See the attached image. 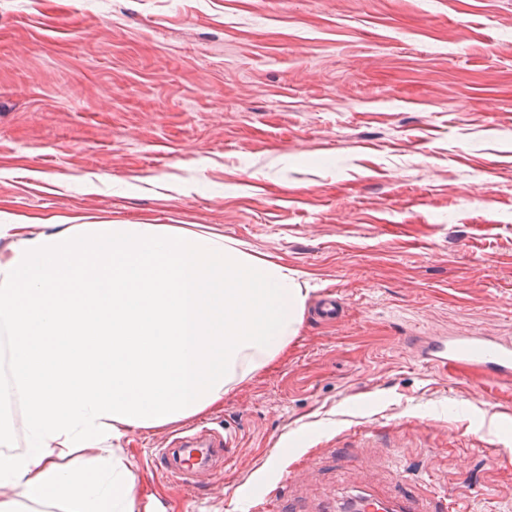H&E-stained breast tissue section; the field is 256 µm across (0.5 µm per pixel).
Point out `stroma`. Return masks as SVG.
Here are the masks:
<instances>
[{
	"label": "stroma",
	"mask_w": 512,
	"mask_h": 512,
	"mask_svg": "<svg viewBox=\"0 0 512 512\" xmlns=\"http://www.w3.org/2000/svg\"><path fill=\"white\" fill-rule=\"evenodd\" d=\"M0 208L302 271L298 336L201 419L234 461L187 487L148 467L171 430L124 445L154 512H342L398 472L512 512V383L419 356L512 339V0H0Z\"/></svg>",
	"instance_id": "stroma-1"
}]
</instances>
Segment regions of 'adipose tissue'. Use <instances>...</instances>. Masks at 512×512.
<instances>
[{"instance_id": "adipose-tissue-1", "label": "adipose tissue", "mask_w": 512, "mask_h": 512, "mask_svg": "<svg viewBox=\"0 0 512 512\" xmlns=\"http://www.w3.org/2000/svg\"><path fill=\"white\" fill-rule=\"evenodd\" d=\"M300 271L166 224L23 222L0 209V512H140L132 431L224 403L299 333Z\"/></svg>"}]
</instances>
